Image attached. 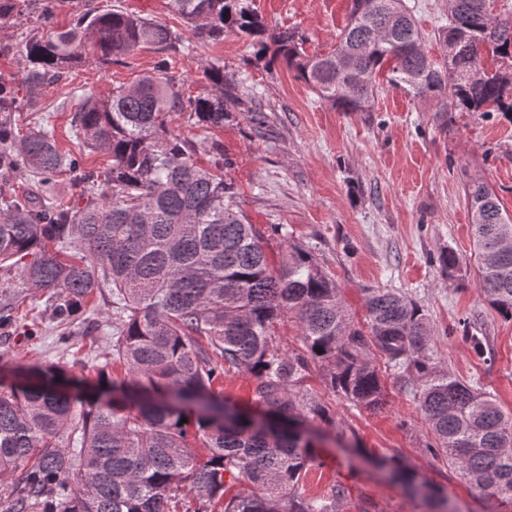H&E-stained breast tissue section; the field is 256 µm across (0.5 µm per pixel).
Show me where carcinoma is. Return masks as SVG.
<instances>
[{"mask_svg":"<svg viewBox=\"0 0 512 512\" xmlns=\"http://www.w3.org/2000/svg\"><path fill=\"white\" fill-rule=\"evenodd\" d=\"M441 30L452 54L435 63L404 0H350L349 21L327 55L310 56L304 37L273 31L249 0H169L205 49L235 33L254 59L294 71L319 98L344 112H368L376 78L441 112L512 114V10L492 23L481 0H453ZM57 0H0V27L31 18L39 33L19 62L26 103L42 87L86 59L110 64L150 47L157 69L107 100L84 97L71 130L112 164L98 170L65 157L48 122L19 134L0 120V171L21 168L39 178L41 196H0V264L16 268L24 292H48L46 308L59 325L74 323L87 298L112 294V356L129 375L114 396L82 405L55 386L58 362L26 367L0 354V368L21 380L0 387V475L21 474L6 512H336L345 487L302 491L317 462L295 429L333 422L331 409L309 392L313 371L356 407L385 403L382 369L416 387L414 398L442 456L478 492L512 503V417L493 395L433 363L424 309L384 288L365 296L364 323L344 309L330 273L302 248L278 262L265 233L251 224L239 193L224 179V153L197 163L195 145L170 129L172 114L194 125L224 126V100L253 98L252 87L212 64L210 90L188 99L169 75L168 55L183 36L165 24L121 10L89 11L65 30L53 26ZM492 51L496 65L484 63ZM348 54V70L337 57ZM17 91L0 82V112ZM80 171L83 191L71 206L50 185L63 170ZM472 214L474 259L491 306L512 319V217L485 182L465 186ZM19 293L0 292V328L14 322ZM297 324L300 346L275 345L277 326ZM235 370L251 375L256 402L275 416L255 428L239 415L224 419L214 382ZM199 442L206 456L191 452ZM193 492L183 497L185 490Z\"/></svg>","mask_w":512,"mask_h":512,"instance_id":"obj_1","label":"carcinoma"}]
</instances>
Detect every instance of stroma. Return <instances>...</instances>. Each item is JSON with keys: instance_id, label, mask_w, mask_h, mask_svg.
I'll return each mask as SVG.
<instances>
[{"instance_id": "obj_1", "label": "stroma", "mask_w": 512, "mask_h": 512, "mask_svg": "<svg viewBox=\"0 0 512 512\" xmlns=\"http://www.w3.org/2000/svg\"><path fill=\"white\" fill-rule=\"evenodd\" d=\"M425 36V49L444 59L438 35L448 24V0H405ZM266 22L294 28L308 54L336 46L347 22L349 0H251ZM117 9L180 26L168 0H66L55 25L68 27L89 9ZM34 23L20 20L0 29V82L21 84L17 52ZM159 54L142 49L103 65L94 57L66 70L61 82L42 88L41 112L20 105L10 112L19 131L48 114L60 152L104 168L109 155L90 152L70 131V118L87 95L104 98L117 86L134 84L153 72ZM252 86L253 101H227L223 127L200 129L187 116L171 128L193 141L199 163L223 149L224 176L240 192V205L253 224L267 232L273 252L295 245L311 252L333 276L344 308L357 322L365 316L369 288H392L420 304L433 329L430 349L436 366L477 382L504 411L512 412V319L500 316L480 286L472 251L466 183L487 181L502 208L512 214V117L500 112H440L435 103L414 99L379 82L368 112H342L323 102L293 71L255 61L244 38L229 33L205 53L188 49L170 59V73L184 94L203 92L210 63ZM281 233H274V226ZM464 257L448 270L444 251ZM110 294L92 297L83 320L71 324L70 347L55 342L58 328L44 310V298H22L12 327L0 329V353L26 365L66 359L59 385L83 400L98 398L99 367L109 380L125 379V368L110 362L111 330L106 322ZM472 325L485 336L488 351L478 354L460 332ZM386 405L369 410L350 405L326 386L322 376L310 385L333 413L319 424L314 440L318 466L303 478L306 494L340 484L346 496L339 512H512V507L480 494L459 472L427 449L432 434L413 395L394 372L384 376ZM226 402L259 414L250 376L229 372L213 386ZM397 458L434 488L430 499L412 494L402 482L375 466V459Z\"/></svg>"}]
</instances>
